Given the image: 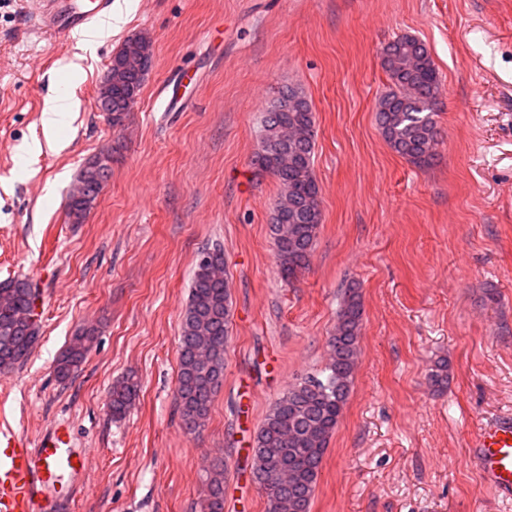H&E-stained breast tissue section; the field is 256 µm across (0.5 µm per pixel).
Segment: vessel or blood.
Wrapping results in <instances>:
<instances>
[{"instance_id":"b4317fda","label":"vessel or blood","mask_w":512,"mask_h":512,"mask_svg":"<svg viewBox=\"0 0 512 512\" xmlns=\"http://www.w3.org/2000/svg\"><path fill=\"white\" fill-rule=\"evenodd\" d=\"M32 30L60 39L94 25L112 10V0H38ZM472 459L481 481L501 499L512 501V417L500 416L483 425ZM89 457L72 446L69 426L57 424L38 442L0 429V512H56L64 497L62 479L88 471Z\"/></svg>"}]
</instances>
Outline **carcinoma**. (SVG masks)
Masks as SVG:
<instances>
[{
    "mask_svg": "<svg viewBox=\"0 0 512 512\" xmlns=\"http://www.w3.org/2000/svg\"><path fill=\"white\" fill-rule=\"evenodd\" d=\"M150 40L136 35L112 54V126L123 124L140 95L152 66ZM383 68L390 89L378 101L377 122L389 147L401 157L427 166L437 157L439 130L435 116L441 92L437 69L426 45L413 36L389 43ZM280 97L294 98L283 110L265 116L253 164L275 177L279 196L274 203L272 232L281 273L287 279L308 268L322 224L320 188L313 172L316 117L305 95L288 86ZM89 161L79 183L83 194L69 197L67 215L74 224L85 220L110 176L108 161ZM212 261L197 264L179 336V370L174 403L184 430L202 426L214 395L224 381V350L228 339L231 297L224 279V250L213 248ZM37 299L26 278L0 281V372L12 371L29 358L39 334L38 323L23 320ZM363 305L354 284L344 289L336 328L329 339L330 362L319 376H306L274 403L260 426L252 448V480L266 498L267 512H310V504L329 439L348 399L358 355ZM96 331L74 336L57 360L60 381L71 379L88 358ZM437 391L448 387V364L435 363L428 373ZM137 380L128 377L112 386L108 396L114 419L122 418L137 395ZM199 512H224V464L211 465Z\"/></svg>",
    "mask_w": 512,
    "mask_h": 512,
    "instance_id": "cac0c4a2",
    "label": "carcinoma"
}]
</instances>
